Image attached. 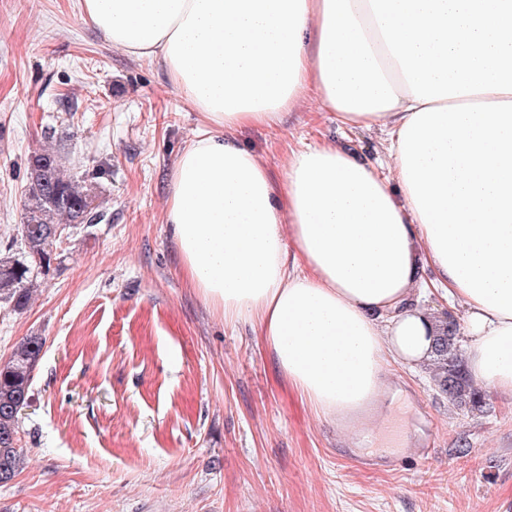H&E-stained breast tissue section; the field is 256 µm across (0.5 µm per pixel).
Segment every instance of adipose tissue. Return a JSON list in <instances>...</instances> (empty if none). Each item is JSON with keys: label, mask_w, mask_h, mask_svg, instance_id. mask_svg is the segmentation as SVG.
I'll use <instances>...</instances> for the list:
<instances>
[{"label": "adipose tissue", "mask_w": 512, "mask_h": 512, "mask_svg": "<svg viewBox=\"0 0 512 512\" xmlns=\"http://www.w3.org/2000/svg\"><path fill=\"white\" fill-rule=\"evenodd\" d=\"M84 20L201 112L165 207L184 275L318 417L401 397L386 364L431 357L430 288L471 383L512 394V0H84ZM311 94L383 133L389 175L310 144L275 189L235 134Z\"/></svg>", "instance_id": "ef3b65f1"}]
</instances>
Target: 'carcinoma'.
Returning <instances> with one entry per match:
<instances>
[{
    "instance_id": "obj_1",
    "label": "carcinoma",
    "mask_w": 512,
    "mask_h": 512,
    "mask_svg": "<svg viewBox=\"0 0 512 512\" xmlns=\"http://www.w3.org/2000/svg\"><path fill=\"white\" fill-rule=\"evenodd\" d=\"M28 190L23 222L18 227L19 252L0 254V302L20 310L31 296L40 276L58 258L57 243L67 228L97 224L102 213L92 185L83 177L66 173L62 159L52 149L33 153L27 163ZM459 327L443 322L437 327L435 382L449 397L476 407L478 394L472 390L458 359ZM43 349V340L31 336L10 359L0 364V482L15 477L23 464L16 448L18 414L30 399L31 376Z\"/></svg>"
}]
</instances>
